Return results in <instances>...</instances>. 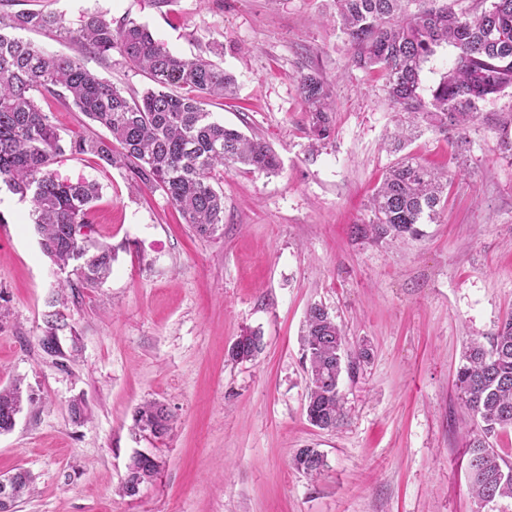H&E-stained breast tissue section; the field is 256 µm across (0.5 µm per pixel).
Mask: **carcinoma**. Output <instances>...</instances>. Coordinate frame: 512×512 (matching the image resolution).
Segmentation results:
<instances>
[{
	"label": "carcinoma",
	"instance_id": "cac0c4a2",
	"mask_svg": "<svg viewBox=\"0 0 512 512\" xmlns=\"http://www.w3.org/2000/svg\"><path fill=\"white\" fill-rule=\"evenodd\" d=\"M456 2L336 0V7L340 30L354 49L352 64L383 75L388 99L405 116L398 127L421 120L463 145L466 129L482 118L483 104L512 88V0H476L468 11L456 9ZM33 29L53 31L101 55L116 49L146 72L155 88L130 100L78 59L15 34ZM443 45L455 50L454 64L426 98L422 66ZM299 84L313 139L320 144L332 133L334 101L316 71L301 73ZM174 87L181 92H173ZM234 89V77L219 64L204 56L181 58L133 21L114 29L112 21L95 13L74 31L61 14L0 11V186L29 200L42 252L67 273L59 288L97 287L110 276L115 257L112 247L93 237L98 184L60 179L52 165L62 156L92 154L108 165L128 164L144 187L161 190L201 237H212L224 226V195L213 184L217 172L243 167L268 175L279 170L278 155L266 141L225 126L205 108L208 100ZM48 95L78 109L109 137L64 136L39 105ZM494 129L501 151L512 156V118L495 121ZM447 189V175L402 155L373 194L368 223L356 230L375 239L417 236L418 225L434 221ZM303 350L307 419L320 429L334 428L344 418L342 371H354L369 353L349 354L343 329L317 304L306 314ZM260 351L261 337L250 332L239 337L230 356L251 361ZM455 386L479 424L469 444L478 502L512 499V466L490 444L512 427V315L488 343L470 344ZM20 411V388L0 389V433L12 430ZM132 421V429L161 438L171 429L172 416L163 403L152 401L136 408ZM292 463L317 475L326 457L316 448H300ZM158 468L155 458L135 456L124 489L145 483Z\"/></svg>",
	"mask_w": 512,
	"mask_h": 512
}]
</instances>
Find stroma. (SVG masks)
<instances>
[{
    "label": "stroma",
    "mask_w": 512,
    "mask_h": 512,
    "mask_svg": "<svg viewBox=\"0 0 512 512\" xmlns=\"http://www.w3.org/2000/svg\"><path fill=\"white\" fill-rule=\"evenodd\" d=\"M51 10L80 29L102 13L146 26L192 60L221 46L238 84L208 111L267 141L279 172H225L224 228L197 236L162 191L126 166L64 156L61 178L101 188L95 237L116 256L105 283L61 291L29 204L0 191V387L20 382L30 403L0 434V476H33L14 512H512V499L480 506L469 474L476 422L456 374L470 339L512 314V157L489 118L512 115V89L484 103L465 151L428 126L407 150L448 172L440 214L417 237L356 236L367 201L395 160L386 142L396 114L376 71L352 67L335 0H14ZM47 51L141 97L153 83L119 52L28 31ZM314 69L336 103L333 133L309 145L301 71ZM61 130L105 131L76 108L41 103ZM340 324L351 348L370 352L342 376L345 418L319 429L306 417L301 334L309 306ZM57 318L56 331L47 322ZM55 333L60 351L41 341ZM258 333L256 360L229 355ZM82 400L84 420L69 406ZM167 405L173 427L157 439L132 432L140 404ZM325 454L321 475L296 471L300 448ZM157 474L139 494L122 487L136 454Z\"/></svg>",
    "instance_id": "1"
}]
</instances>
